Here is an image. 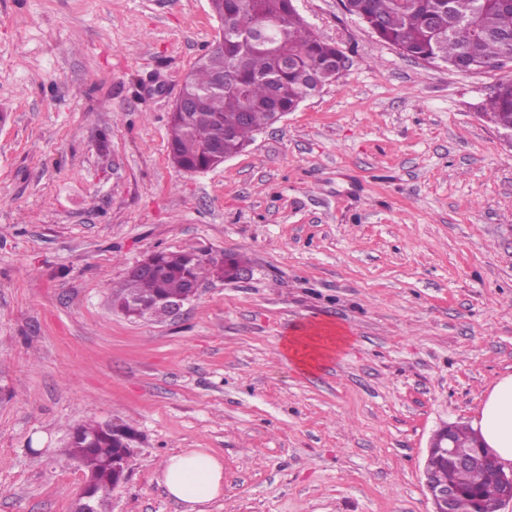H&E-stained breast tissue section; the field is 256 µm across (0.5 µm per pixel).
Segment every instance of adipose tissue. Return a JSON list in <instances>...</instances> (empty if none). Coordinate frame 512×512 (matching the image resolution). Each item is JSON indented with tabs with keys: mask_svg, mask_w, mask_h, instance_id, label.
Segmentation results:
<instances>
[{
	"mask_svg": "<svg viewBox=\"0 0 512 512\" xmlns=\"http://www.w3.org/2000/svg\"><path fill=\"white\" fill-rule=\"evenodd\" d=\"M343 342L333 324L322 323L310 333L290 336L283 347L287 361L303 372L318 370ZM472 427L500 460L512 465V375L500 378L486 397ZM168 495L185 504V512H198L224 490V466L215 456L189 449L170 456L160 478Z\"/></svg>",
	"mask_w": 512,
	"mask_h": 512,
	"instance_id": "obj_1",
	"label": "adipose tissue"
}]
</instances>
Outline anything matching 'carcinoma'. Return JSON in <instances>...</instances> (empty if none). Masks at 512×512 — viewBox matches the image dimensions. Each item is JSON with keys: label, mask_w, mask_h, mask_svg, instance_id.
Here are the masks:
<instances>
[{"label": "carcinoma", "mask_w": 512, "mask_h": 512, "mask_svg": "<svg viewBox=\"0 0 512 512\" xmlns=\"http://www.w3.org/2000/svg\"><path fill=\"white\" fill-rule=\"evenodd\" d=\"M345 12L360 19L384 43L407 57L435 59L458 70H477L512 62V0H341ZM216 13L232 15L254 32L250 42L237 30L224 33V50L203 54L186 78L201 100L190 121L171 116L169 154L183 171L219 166L271 125L273 113L293 112L315 90L338 77L346 57L310 30L292 0H214ZM236 68V89L214 84L220 70ZM494 121L512 125V81L501 83L488 101ZM246 120L237 122L241 114ZM150 276L127 277L115 299L126 306L151 304L183 292L189 277L203 281L216 265L192 261L185 252L155 254ZM93 438V447L69 449L91 481L80 495L93 512H111L119 486L107 462L118 452L112 435L96 423L73 429ZM456 451L479 458L475 435L465 426L453 431ZM458 489L455 512H499L502 486L482 465L443 467Z\"/></svg>", "instance_id": "cac0c4a2"}]
</instances>
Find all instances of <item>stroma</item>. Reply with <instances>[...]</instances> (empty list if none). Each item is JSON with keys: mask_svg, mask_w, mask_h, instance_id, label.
Masks as SVG:
<instances>
[{"mask_svg": "<svg viewBox=\"0 0 512 512\" xmlns=\"http://www.w3.org/2000/svg\"><path fill=\"white\" fill-rule=\"evenodd\" d=\"M338 79L218 168L169 158L174 100L219 32L209 0H0V512H72L64 443L131 427L112 512H184L158 482L202 448L208 512H431L421 470L512 374V142L457 71L294 0ZM159 251L246 255L176 318L112 307ZM343 346L307 375L288 336Z\"/></svg>", "mask_w": 512, "mask_h": 512, "instance_id": "1", "label": "stroma"}]
</instances>
